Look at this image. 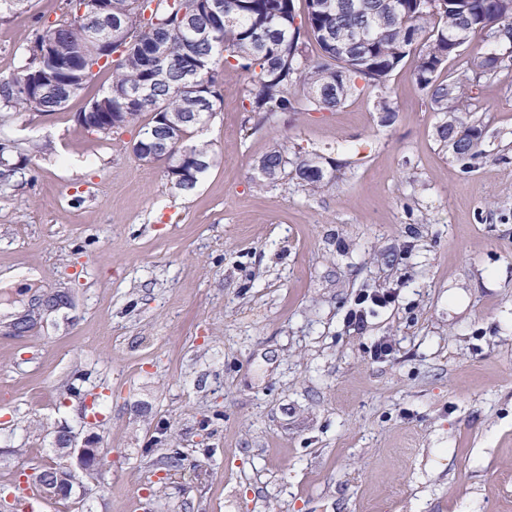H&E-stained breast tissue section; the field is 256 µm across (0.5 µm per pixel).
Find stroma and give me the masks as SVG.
<instances>
[{
  "label": "stroma",
  "mask_w": 512,
  "mask_h": 512,
  "mask_svg": "<svg viewBox=\"0 0 512 512\" xmlns=\"http://www.w3.org/2000/svg\"><path fill=\"white\" fill-rule=\"evenodd\" d=\"M63 19L60 0L1 16L0 79ZM416 65L387 83L392 119L367 88L250 135V76L224 68L188 195L135 157L137 128L78 123L111 71L0 125L45 148L0 192V269L39 273L0 286V502L67 430L101 463L33 512H512V70L472 89L466 170ZM276 147L334 178L262 179ZM377 289L392 302L356 327Z\"/></svg>",
  "instance_id": "1"
}]
</instances>
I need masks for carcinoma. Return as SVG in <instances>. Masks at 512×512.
Here are the masks:
<instances>
[{
    "instance_id": "carcinoma-1",
    "label": "carcinoma",
    "mask_w": 512,
    "mask_h": 512,
    "mask_svg": "<svg viewBox=\"0 0 512 512\" xmlns=\"http://www.w3.org/2000/svg\"><path fill=\"white\" fill-rule=\"evenodd\" d=\"M92 2L65 0L67 19L39 35L52 48L46 51L36 40L27 45L17 74L0 80V119L21 109L56 112L84 88L92 67H110L111 87L89 101L78 122L92 131L121 129L150 115L133 153L159 162L169 154L167 178L184 194L195 190L209 167L207 146L192 138L221 106L217 87L226 65L251 75L244 99L253 130L274 112L298 111V103L313 112L332 111L360 91L361 80L378 90L376 108L389 116V77L422 42L417 83L446 117L440 141L464 163L478 155L482 135L456 116L469 108L470 78L445 82L437 74L458 53L456 36L512 44V12H506L512 0H456L445 10L432 9L428 0H395L389 15L384 0H304L301 15L296 0H105L107 20L116 23L106 50L93 41L85 18ZM311 39L320 49L315 61L306 57ZM507 61L512 63V53L505 61L481 56L471 70L494 72ZM293 84L302 99L288 93ZM41 151L32 146L13 158L0 191L26 180ZM288 164V154L275 148L259 170L274 180ZM295 174L313 188L325 177L316 157H296Z\"/></svg>"
}]
</instances>
